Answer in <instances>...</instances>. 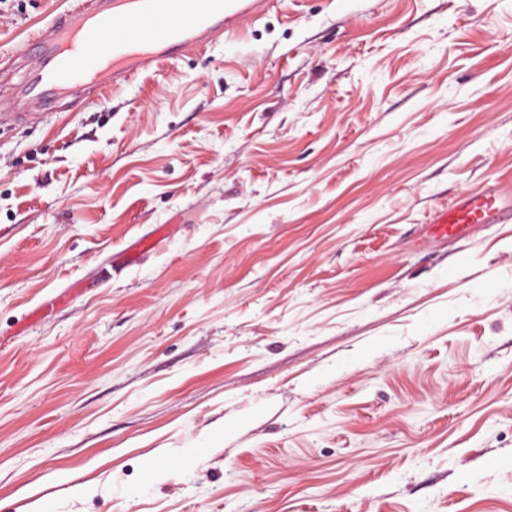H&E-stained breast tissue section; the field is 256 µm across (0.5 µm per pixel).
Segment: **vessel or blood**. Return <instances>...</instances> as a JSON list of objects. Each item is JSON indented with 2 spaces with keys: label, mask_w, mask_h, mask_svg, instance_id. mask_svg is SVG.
I'll return each mask as SVG.
<instances>
[{
  "label": "vessel or blood",
  "mask_w": 512,
  "mask_h": 512,
  "mask_svg": "<svg viewBox=\"0 0 512 512\" xmlns=\"http://www.w3.org/2000/svg\"><path fill=\"white\" fill-rule=\"evenodd\" d=\"M269 0H93L90 9L65 15L36 43L23 81L24 120L39 107L153 73L161 64L217 34L259 18ZM512 218V184L488 183L435 211L430 228L436 239L455 241L479 224ZM168 228L114 255L130 265L138 255L166 240Z\"/></svg>",
  "instance_id": "1"
}]
</instances>
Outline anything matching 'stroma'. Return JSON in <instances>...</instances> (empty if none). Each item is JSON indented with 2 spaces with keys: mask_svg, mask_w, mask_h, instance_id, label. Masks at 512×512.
Masks as SVG:
<instances>
[{
  "mask_svg": "<svg viewBox=\"0 0 512 512\" xmlns=\"http://www.w3.org/2000/svg\"><path fill=\"white\" fill-rule=\"evenodd\" d=\"M87 5L0 0V67ZM494 179L512 0H282L1 105L0 512H512V220L428 233ZM167 236V225L161 224L158 226L152 236L139 240L125 252L114 255L112 257V262L121 265H131L134 263V261H136L137 256L140 253L154 250L160 243L167 239Z\"/></svg>",
  "mask_w": 512,
  "mask_h": 512,
  "instance_id": "35a3bbf8",
  "label": "stroma"
}]
</instances>
